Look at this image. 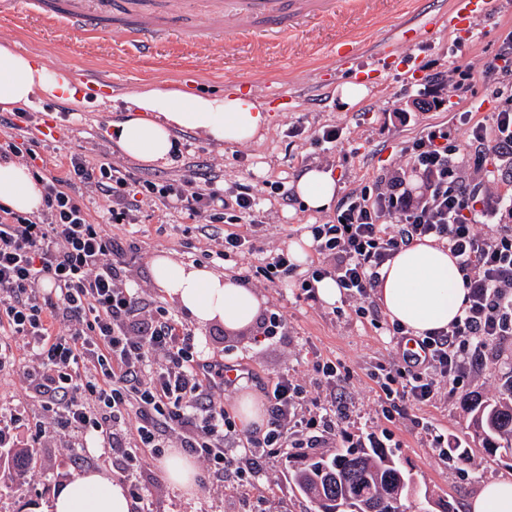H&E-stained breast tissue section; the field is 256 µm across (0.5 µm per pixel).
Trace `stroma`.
I'll return each instance as SVG.
<instances>
[{
  "mask_svg": "<svg viewBox=\"0 0 512 512\" xmlns=\"http://www.w3.org/2000/svg\"><path fill=\"white\" fill-rule=\"evenodd\" d=\"M455 0H367L364 10L337 7L333 16L313 19L284 35L249 29L242 35L206 37L195 30L184 37L155 42L151 57L143 59L128 50L123 29L125 14L114 13L102 30L83 35L43 22L40 14L22 19L0 14V45L42 56L58 64L68 55V69L80 84H100L102 97L123 98L145 87L174 89L185 94H223L234 88L252 90L270 109L271 120L261 138L244 145H221L188 130L177 132L178 153L167 164L144 165L123 156L111 139L112 125L123 119L121 109L78 112L64 103L29 107L32 123L18 133L22 145L19 161L36 163L41 175H64L71 155L106 160L134 177L155 182L179 180L192 165L202 163L224 173L225 187L251 185L263 202L265 252L289 248L305 237L311 224L336 216L335 210L309 211L295 196L281 197L270 185L292 187L312 167L332 171L337 197L374 186L384 160L398 158L407 142L431 125L453 127L459 150H466L472 121L505 105L496 95L502 74L499 54L512 45V0H498L494 16L476 14L458 27L448 18ZM363 83L367 92L355 105L341 99V86ZM336 140H322L324 131ZM107 232L129 239L134 247L126 256L133 279L147 299L171 313L179 308L156 288L151 271L153 257L172 254L185 263H207L219 271L239 274L242 257L203 259L215 244L192 221L161 201L142 205L134 224L112 223ZM263 300L262 314L282 312L287 319L284 336L261 337L259 326L229 331L223 325L193 327L198 347L205 355L242 365L249 378L226 391L224 404L238 415L242 394L264 395L284 371L295 372L306 387H313L315 361H331L338 368L339 391L350 407V429L386 433L404 467L414 475L419 491L429 495L432 512L452 501L457 512L483 483L512 475V461L486 457L470 427L466 398H495L512 377V336L490 346L486 366L473 374L463 391L420 410L432 427L448 434L449 447L468 449L477 476H464L455 458L430 447L429 436L409 421H388L381 413L380 391L371 377L377 364L397 352L389 337L379 335L352 313L336 315L323 301L297 300L288 287L267 282L250 283ZM20 406L30 421L42 418V408L23 383L20 367L0 371V406ZM303 456L302 450L281 448L263 461L265 479L260 486L186 497L164 478L160 461L142 458L126 464L113 456L101 440L73 445L71 435L52 430L40 439L36 452L22 469L0 466L11 478L0 489V512H50L58 487L89 470L104 471L120 479L129 471L143 489L139 512H251L264 499L268 512H315L305 496L292 489L289 472Z\"/></svg>",
  "mask_w": 512,
  "mask_h": 512,
  "instance_id": "35a3bbf8",
  "label": "stroma"
}]
</instances>
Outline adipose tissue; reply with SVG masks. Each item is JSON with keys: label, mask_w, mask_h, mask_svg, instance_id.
<instances>
[{"label": "adipose tissue", "mask_w": 512, "mask_h": 512, "mask_svg": "<svg viewBox=\"0 0 512 512\" xmlns=\"http://www.w3.org/2000/svg\"><path fill=\"white\" fill-rule=\"evenodd\" d=\"M88 106L85 91L68 69L49 67L43 58L0 47V109L33 101ZM127 116L112 126V139L128 158L143 164L169 162L174 133L194 131L218 144H246L266 128L265 105L248 94L182 95L157 89L125 100ZM337 184L331 172L312 168L294 185L308 209H329ZM44 190L15 160L0 161V206L30 214L43 204ZM152 276L170 300L197 325L239 329L255 323L262 300L234 276L186 264L163 253L152 260ZM377 300L390 321L412 337L448 328L463 313L462 273L446 245L426 239L402 248L380 269ZM53 512H135L125 485L95 469L84 471L57 491Z\"/></svg>", "instance_id": "ef3b65f1"}]
</instances>
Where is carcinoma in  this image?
I'll return each instance as SVG.
<instances>
[{
    "mask_svg": "<svg viewBox=\"0 0 512 512\" xmlns=\"http://www.w3.org/2000/svg\"><path fill=\"white\" fill-rule=\"evenodd\" d=\"M471 426L484 452L512 457V386L509 396L470 403ZM293 487L316 512H404L401 500L415 481L390 448H338L303 457L290 473Z\"/></svg>",
    "mask_w": 512,
    "mask_h": 512,
    "instance_id": "carcinoma-1",
    "label": "carcinoma"
}]
</instances>
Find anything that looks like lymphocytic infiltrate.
<instances>
[{
    "label": "lymphocytic infiltrate",
    "mask_w": 512,
    "mask_h": 512,
    "mask_svg": "<svg viewBox=\"0 0 512 512\" xmlns=\"http://www.w3.org/2000/svg\"><path fill=\"white\" fill-rule=\"evenodd\" d=\"M404 156L375 190L347 194L334 220L311 225L321 260L304 276L289 251L263 255L261 202L252 188L224 191L212 170L136 182L112 163L75 157L67 177L45 178L39 212L0 207V369L21 366L27 391L41 403V424L26 428L32 440L51 427L154 459L181 448L201 460L204 490L216 474L236 488L256 486L262 457L276 448H314L328 436L348 447H386L375 432L347 431L350 408L335 392L330 361L313 366L324 392L312 393L284 372L267 394L265 434L238 430L224 406L223 362L201 357L181 321L125 282L129 242L92 223L86 199L70 188L76 181L94 188L115 221L134 219L148 198L206 221L217 258L260 255L264 278L291 285L297 299L315 300L317 282L332 278L356 317L383 336L404 330L369 301L380 267L422 238L446 244L463 273L462 317L373 374L383 416L407 419L458 392L483 368L489 343L512 336V112L492 113L471 128L466 160L438 125L425 128ZM490 162L502 190L474 177ZM225 222L233 231L223 232Z\"/></svg>",
    "instance_id": "obj_1"
}]
</instances>
